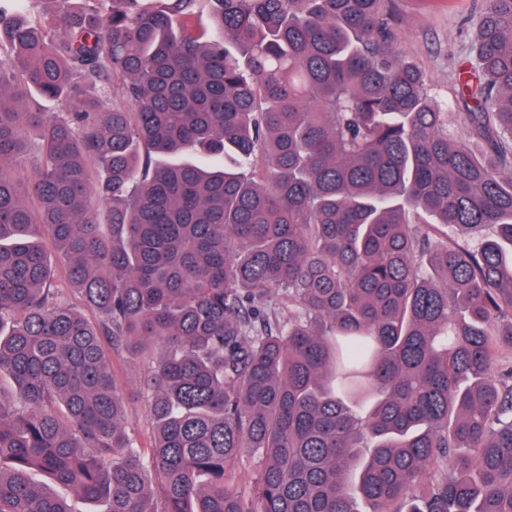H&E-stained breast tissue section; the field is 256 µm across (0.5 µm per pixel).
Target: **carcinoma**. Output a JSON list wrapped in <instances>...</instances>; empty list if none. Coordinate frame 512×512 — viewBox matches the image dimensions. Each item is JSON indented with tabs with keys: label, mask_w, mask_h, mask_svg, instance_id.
<instances>
[{
	"label": "carcinoma",
	"mask_w": 512,
	"mask_h": 512,
	"mask_svg": "<svg viewBox=\"0 0 512 512\" xmlns=\"http://www.w3.org/2000/svg\"><path fill=\"white\" fill-rule=\"evenodd\" d=\"M38 2L0 0V512H73L32 469L106 512H512V0L462 112L393 0ZM114 350L154 354L146 448Z\"/></svg>",
	"instance_id": "carcinoma-1"
}]
</instances>
